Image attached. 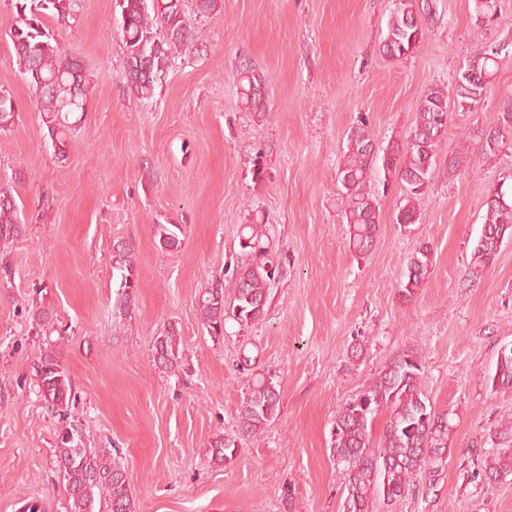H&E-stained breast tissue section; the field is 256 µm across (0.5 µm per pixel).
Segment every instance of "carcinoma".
<instances>
[{
    "label": "carcinoma",
    "instance_id": "obj_1",
    "mask_svg": "<svg viewBox=\"0 0 512 512\" xmlns=\"http://www.w3.org/2000/svg\"><path fill=\"white\" fill-rule=\"evenodd\" d=\"M436 0H397L380 51L391 60L412 54L423 35L425 21L434 18ZM78 0H17V17L10 37L22 65L23 79L32 87L36 105L45 115L49 136L58 154L68 151L74 123L71 116L83 111L86 79L82 67L70 58L45 17L59 22L73 17ZM122 38L126 48L125 79L130 90L143 99L163 83L175 62V51L190 50L194 35L181 13L180 0H122ZM480 26H492L497 15V0H475ZM512 49L504 48L490 56L475 50L474 65L458 73L448 89L428 91L417 107L414 122L404 141L384 153L376 150L374 140L359 121L348 136L343 159L336 172L344 196V218L349 225V245L360 255L375 245L379 211L367 190L371 174L380 168L392 174L406 190V203L396 216L398 224H415L421 212L416 203L425 194L437 168L436 151L448 130L453 109L472 110L485 100L493 76ZM240 96L246 108L258 113L264 108L262 90L267 79L248 65L240 70ZM15 122L12 97L0 95V130ZM470 139L486 159L498 155L512 140V104L500 112L498 126L473 128ZM482 234L473 249L468 275L477 279L495 262L499 248L495 239H512V184L497 182L487 190ZM14 204L0 199V239L22 234ZM240 238L242 253L248 261L237 266L232 278V300L225 303L223 284L218 282L202 291L198 309L213 333L224 329L225 317L241 326L264 319L269 287L281 274L277 256L262 243L255 228ZM175 224H157L155 233L161 248L171 250L180 240ZM432 250L419 245L406 259L401 296L408 300L428 278L432 268ZM129 249H122L116 270L119 292L116 309L128 312L130 291L137 288ZM176 337L168 332L157 337L154 359L165 370L176 367ZM424 363L414 348L399 351L362 391L347 399L338 409L331 428L330 453L344 475L343 512H373L377 501L391 505L414 487L424 474L429 485L438 483L442 473V455L452 448L448 414L434 410L421 381ZM494 393L512 392V347L498 352L496 366L489 376ZM39 391L47 408L64 412L72 401V384L67 372L48 354L39 369ZM281 403L279 385L271 376L256 379L238 410L239 433L255 436L275 421ZM383 411L388 419L378 443H372V427ZM211 454L219 462L235 456L237 440L216 437L210 443ZM57 461L70 503V512H134L130 480L125 468L112 463L98 451L85 446L84 434L74 426L57 436ZM482 476L489 481L512 476V422L505 421L490 434V448L482 456Z\"/></svg>",
    "mask_w": 512,
    "mask_h": 512
}]
</instances>
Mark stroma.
Here are the masks:
<instances>
[{
    "instance_id": "stroma-1",
    "label": "stroma",
    "mask_w": 512,
    "mask_h": 512,
    "mask_svg": "<svg viewBox=\"0 0 512 512\" xmlns=\"http://www.w3.org/2000/svg\"><path fill=\"white\" fill-rule=\"evenodd\" d=\"M395 4L217 0L205 13L198 0H181L195 46L142 100L123 79L118 0H79L73 18L47 21L88 85L61 157L9 37L16 0H0V91L17 113L0 130V190L26 226L0 241V512L32 500L70 512L56 448L72 424L125 467L136 512H281L288 489L299 512H341L343 477L330 453L336 410L410 345L422 353L426 395L448 415L453 452L436 487L417 478L374 512H512V480L479 475L490 431L512 414V394L493 393L487 380L499 348L512 344V239L480 279L467 277L487 189L512 176V147L487 160L467 133L497 127L512 98V60L478 110L452 114L419 223H396L404 189L375 171L378 236L371 253L356 255L336 182L358 121L379 148L402 142L430 88L453 84L480 46L512 41V0H498L488 29L472 0H438L417 49L400 61L379 51ZM245 64L268 79L264 113L240 100ZM452 153L466 159L454 177L444 170ZM158 224L179 225L177 249L160 248ZM247 224L279 255L282 274L262 321L229 318L215 335L198 298L230 280ZM423 243L430 274L402 300L405 261ZM120 246L138 279L121 318ZM170 330L179 362L164 370L153 345ZM48 354L73 385L62 414L37 386ZM263 373L280 386L279 415L257 437L239 436V406ZM219 435L238 443L226 464L210 453Z\"/></svg>"
}]
</instances>
